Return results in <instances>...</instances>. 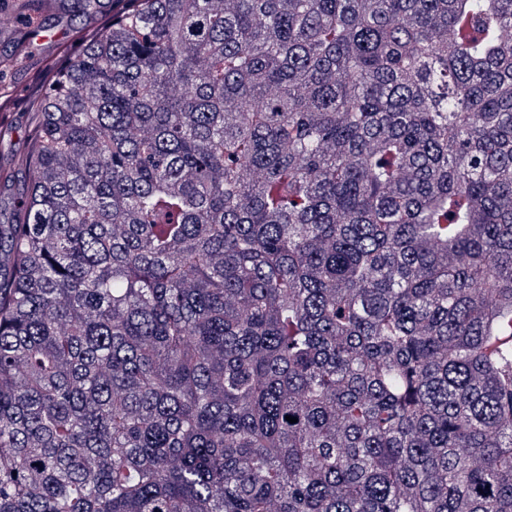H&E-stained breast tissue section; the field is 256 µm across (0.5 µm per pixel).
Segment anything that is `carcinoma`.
Wrapping results in <instances>:
<instances>
[{"mask_svg":"<svg viewBox=\"0 0 512 512\" xmlns=\"http://www.w3.org/2000/svg\"><path fill=\"white\" fill-rule=\"evenodd\" d=\"M113 2L0 222V512H512V0Z\"/></svg>","mask_w":512,"mask_h":512,"instance_id":"carcinoma-1","label":"carcinoma"}]
</instances>
